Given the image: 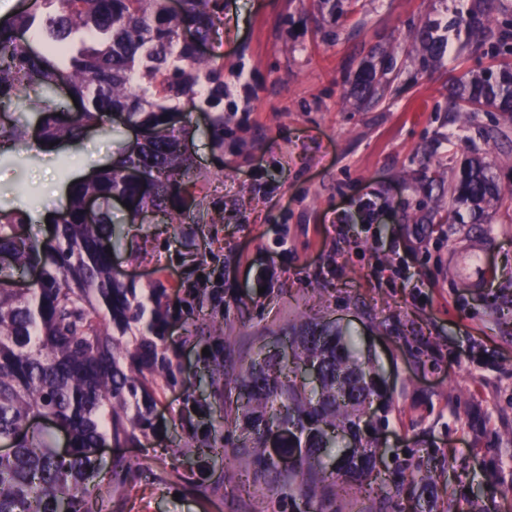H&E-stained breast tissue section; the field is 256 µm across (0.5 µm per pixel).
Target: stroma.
<instances>
[{
  "label": "stroma",
  "mask_w": 512,
  "mask_h": 512,
  "mask_svg": "<svg viewBox=\"0 0 512 512\" xmlns=\"http://www.w3.org/2000/svg\"><path fill=\"white\" fill-rule=\"evenodd\" d=\"M223 2L219 34L200 53L224 68V113L186 118L195 176L182 202L150 209L142 224L111 207L122 281L167 291L165 336L181 374L155 386L156 436L102 450L86 512H323L269 492L251 449L229 459L184 450L237 440L215 383L235 378L259 350L287 347L306 321L351 333L392 397L389 456L324 512H360L382 483L396 482L404 459L431 488L401 485L393 512H512V202L490 223L451 224L453 201L425 176L426 164L448 177L477 155L512 188V155L482 138L503 115L463 123L446 110L449 84L489 58L455 40L431 75L417 78L418 60L404 49L421 23L445 17L444 0H357L340 28L310 0ZM374 47L404 73L390 100L360 111L343 96ZM131 138L125 128L91 129L51 153L31 140L17 145L13 160L0 162V197L34 211L25 236L49 238L45 217L67 201L49 196V184L68 185L78 166L93 175ZM481 237L490 241L491 278L462 286L450 260ZM115 458L130 467L127 482L108 473Z\"/></svg>",
  "instance_id": "35a3bbf8"
}]
</instances>
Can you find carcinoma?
Returning <instances> with one entry per match:
<instances>
[{
  "mask_svg": "<svg viewBox=\"0 0 512 512\" xmlns=\"http://www.w3.org/2000/svg\"><path fill=\"white\" fill-rule=\"evenodd\" d=\"M332 19H347L357 0H314ZM220 0H40L0 22V112L20 111L25 98L41 127L39 145L80 141L88 127L112 130L119 122L141 138L124 147L110 168L69 187L65 208L52 215L56 234L43 242L22 236L29 212L0 204V441L13 452L0 456V512H81L80 500L99 475L98 448L140 442L155 431L158 378L176 380L165 345L170 318L166 289H154L146 305L136 288L112 272L114 230L107 206L115 195L133 203L131 220L148 206L178 197L194 176L181 148L179 117L197 106L224 111V68L198 52L216 33ZM189 30L193 40H181ZM464 36V48L493 60L482 73L465 72L448 89L449 111L459 117L500 112L512 119V0H470L463 13L441 25L415 28L412 49L420 77L448 51V33ZM401 75L393 55L364 56L347 95L373 108ZM68 87L77 105L55 99ZM120 111V119L112 118ZM28 124L0 125V160L27 140ZM484 139L500 150L512 132L495 126ZM102 201L92 217L89 196ZM448 195L486 214L499 189L480 158L466 161L448 183ZM38 268L37 288L16 293L14 275ZM291 360L260 352L235 379L236 395L224 398L225 413L243 439L257 449L253 463L282 487L323 501L340 483L370 473L375 431L385 426L391 395L371 356L350 339L304 323L289 337ZM314 364L319 380L300 383V369ZM378 413L364 420L373 404ZM64 429L68 448H53L39 419ZM280 430L279 454L268 451L272 427ZM351 453H341L345 436Z\"/></svg>",
  "mask_w": 512,
  "mask_h": 512,
  "instance_id": "1",
  "label": "carcinoma"
}]
</instances>
